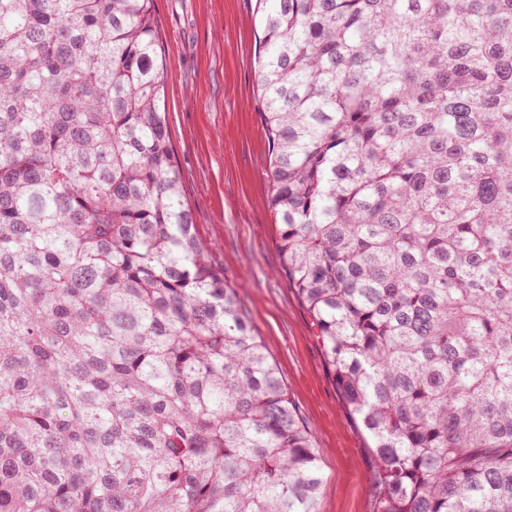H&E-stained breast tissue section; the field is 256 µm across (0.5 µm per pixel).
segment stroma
<instances>
[{"instance_id":"stroma-1","label":"stroma","mask_w":512,"mask_h":512,"mask_svg":"<svg viewBox=\"0 0 512 512\" xmlns=\"http://www.w3.org/2000/svg\"><path fill=\"white\" fill-rule=\"evenodd\" d=\"M165 108L185 201L320 454L318 512H373L374 454L341 404L311 319L279 273L257 92V0H154Z\"/></svg>"}]
</instances>
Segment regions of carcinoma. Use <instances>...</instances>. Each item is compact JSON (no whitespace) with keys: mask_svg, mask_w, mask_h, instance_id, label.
<instances>
[{"mask_svg":"<svg viewBox=\"0 0 512 512\" xmlns=\"http://www.w3.org/2000/svg\"><path fill=\"white\" fill-rule=\"evenodd\" d=\"M281 271L373 512H512V0H263ZM153 0H0V512H317L210 259Z\"/></svg>","mask_w":512,"mask_h":512,"instance_id":"carcinoma-1","label":"carcinoma"}]
</instances>
